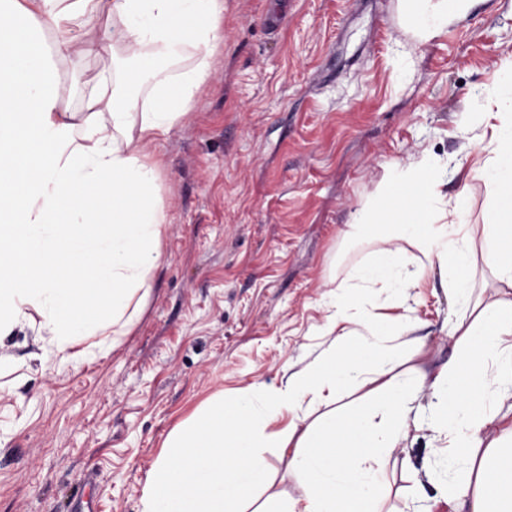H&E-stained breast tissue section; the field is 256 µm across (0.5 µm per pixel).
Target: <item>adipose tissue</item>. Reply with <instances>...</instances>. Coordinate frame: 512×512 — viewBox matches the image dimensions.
I'll return each instance as SVG.
<instances>
[{
  "mask_svg": "<svg viewBox=\"0 0 512 512\" xmlns=\"http://www.w3.org/2000/svg\"><path fill=\"white\" fill-rule=\"evenodd\" d=\"M470 6L398 0L404 29L423 44ZM223 44L224 0H0V338L34 323L64 360L79 361L94 337L128 333L169 222L155 198L160 164L147 149L192 112ZM90 58L103 68L70 108ZM185 58L189 66L168 73ZM144 81L146 95L137 89ZM489 118V156L467 173L491 193L488 223H461L444 171L421 159L392 173L397 212L381 200L350 225L352 237L380 244L355 274L370 294L436 268L467 304L448 331L456 357L415 379L434 398L430 428L449 457L469 463L443 490L449 512H512V425L502 415L512 401V106ZM484 268L496 283L488 296L476 291ZM413 324L407 315L336 317L329 332L357 337L353 348L325 351L275 390L215 396L169 435L141 512H381L389 457L420 411L399 361L383 353ZM354 380L366 388L360 404L336 409ZM285 411L288 427L269 431ZM496 422L500 436L486 440ZM267 448L287 450L297 497L275 489Z\"/></svg>",
  "mask_w": 512,
  "mask_h": 512,
  "instance_id": "obj_1",
  "label": "adipose tissue"
}]
</instances>
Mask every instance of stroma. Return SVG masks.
<instances>
[{"mask_svg": "<svg viewBox=\"0 0 512 512\" xmlns=\"http://www.w3.org/2000/svg\"><path fill=\"white\" fill-rule=\"evenodd\" d=\"M512 83V0H472L419 44L396 0H224V47L184 124L148 149L169 214L163 263L127 335L62 361L37 327L0 340V512H139L169 433L216 394L280 386L331 343L329 318L412 313L404 357L433 371L454 352L460 301L430 272L372 298L353 269L379 242L346 235L396 165L447 168L450 206L486 223L485 90ZM385 512H444L465 474L427 430L387 464Z\"/></svg>", "mask_w": 512, "mask_h": 512, "instance_id": "obj_1", "label": "stroma"}]
</instances>
